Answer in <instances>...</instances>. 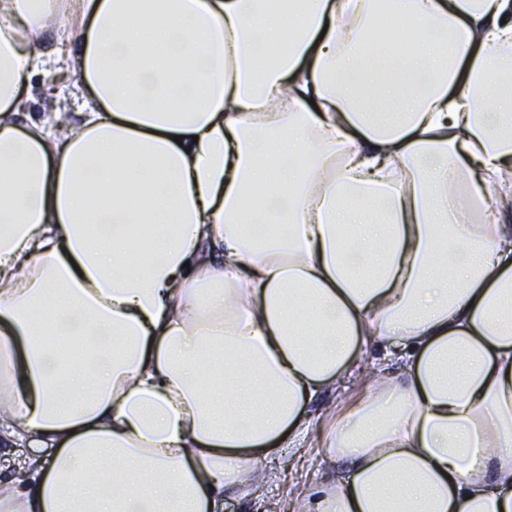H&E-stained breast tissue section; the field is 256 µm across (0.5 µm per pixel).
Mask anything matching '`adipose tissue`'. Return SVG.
Wrapping results in <instances>:
<instances>
[{"mask_svg": "<svg viewBox=\"0 0 512 512\" xmlns=\"http://www.w3.org/2000/svg\"><path fill=\"white\" fill-rule=\"evenodd\" d=\"M375 12L0 0V512L263 497L375 347L297 512H512V0ZM48 77L43 74H35L32 77V100H30L23 112H29L30 117L34 120L42 117V112H48L44 103L53 91V87L57 86L48 81ZM387 362V358L384 356L383 351L376 350L373 351L372 353H369L367 358L361 365V367L364 368L363 373L356 372L355 380H353L352 378L350 382L346 383L347 388L344 391L340 389L339 391L336 392V394L323 395L316 401L314 405L310 406V412L313 415L312 423L317 422L316 414L318 411L325 410L329 405L334 404L341 398H347L349 396L356 394L359 390L360 380L362 378H365L364 373H370L373 367H377Z\"/></svg>", "mask_w": 512, "mask_h": 512, "instance_id": "1", "label": "adipose tissue"}]
</instances>
